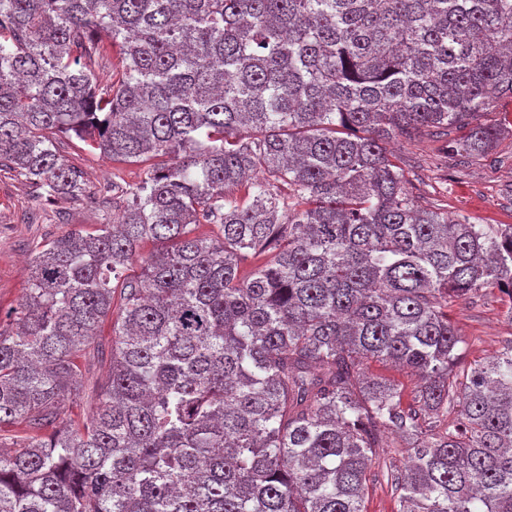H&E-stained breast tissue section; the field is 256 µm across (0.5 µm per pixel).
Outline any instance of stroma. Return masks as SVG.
I'll use <instances>...</instances> for the list:
<instances>
[{
	"mask_svg": "<svg viewBox=\"0 0 512 512\" xmlns=\"http://www.w3.org/2000/svg\"><path fill=\"white\" fill-rule=\"evenodd\" d=\"M460 136L452 129L444 138L426 134L395 143L394 154L417 203L476 224H512V131L480 158L447 152L448 140ZM56 145L60 155L82 169L84 197L49 203L25 177L0 171V316L21 301L36 246L79 224L113 223L118 215L110 194L115 162L89 152L73 136L57 135ZM451 314L466 348L465 362L491 356L512 337V301L498 290L481 289L452 306ZM403 459L396 452L371 466L366 512H393L396 491L387 471L401 468Z\"/></svg>",
	"mask_w": 512,
	"mask_h": 512,
	"instance_id": "35a3bbf8",
	"label": "stroma"
}]
</instances>
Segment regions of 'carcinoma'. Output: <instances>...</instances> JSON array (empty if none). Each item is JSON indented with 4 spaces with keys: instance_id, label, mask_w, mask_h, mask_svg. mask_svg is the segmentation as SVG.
I'll return each instance as SVG.
<instances>
[{
    "instance_id": "1",
    "label": "carcinoma",
    "mask_w": 512,
    "mask_h": 512,
    "mask_svg": "<svg viewBox=\"0 0 512 512\" xmlns=\"http://www.w3.org/2000/svg\"><path fill=\"white\" fill-rule=\"evenodd\" d=\"M505 95L512 0H0V168L54 202L83 192L58 133L140 166L0 328V512H364L389 431L395 512H512V338L468 365L448 311L512 299V224L417 205L386 149L481 157Z\"/></svg>"
}]
</instances>
